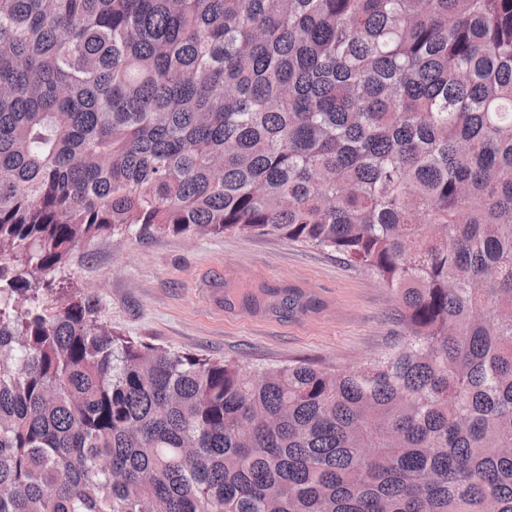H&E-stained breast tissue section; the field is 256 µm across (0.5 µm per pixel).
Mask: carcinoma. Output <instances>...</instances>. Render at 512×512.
<instances>
[{
  "instance_id": "obj_1",
  "label": "carcinoma",
  "mask_w": 512,
  "mask_h": 512,
  "mask_svg": "<svg viewBox=\"0 0 512 512\" xmlns=\"http://www.w3.org/2000/svg\"><path fill=\"white\" fill-rule=\"evenodd\" d=\"M132 231L332 252L407 336L118 335L58 274ZM0 512H512V0H0Z\"/></svg>"
}]
</instances>
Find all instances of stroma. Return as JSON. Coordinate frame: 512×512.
<instances>
[{
    "mask_svg": "<svg viewBox=\"0 0 512 512\" xmlns=\"http://www.w3.org/2000/svg\"><path fill=\"white\" fill-rule=\"evenodd\" d=\"M62 276L98 285L102 321L124 335L246 366L356 367L404 334L396 296L366 270L277 238L96 239Z\"/></svg>",
    "mask_w": 512,
    "mask_h": 512,
    "instance_id": "stroma-1",
    "label": "stroma"
}]
</instances>
